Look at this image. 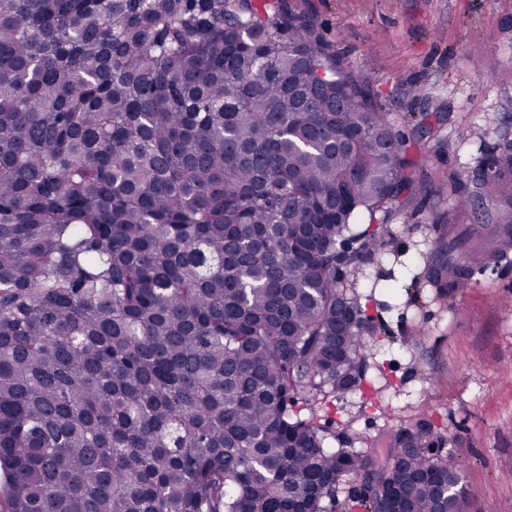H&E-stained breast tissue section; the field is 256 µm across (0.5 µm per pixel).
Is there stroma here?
Listing matches in <instances>:
<instances>
[{
  "instance_id": "1",
  "label": "stroma",
  "mask_w": 512,
  "mask_h": 512,
  "mask_svg": "<svg viewBox=\"0 0 512 512\" xmlns=\"http://www.w3.org/2000/svg\"><path fill=\"white\" fill-rule=\"evenodd\" d=\"M324 37L367 78L397 130L411 117L446 120L423 154L427 186L386 226L387 245L347 271L376 331L365 339L364 378L347 391L299 397L329 448L386 449L425 419L433 450L467 491L466 512H512V261L489 262L445 292L428 277L438 219L462 174L480 224L496 204L481 185L492 155L512 144V0H295Z\"/></svg>"
}]
</instances>
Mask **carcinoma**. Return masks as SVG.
Segmentation results:
<instances>
[{"label": "carcinoma", "mask_w": 512, "mask_h": 512, "mask_svg": "<svg viewBox=\"0 0 512 512\" xmlns=\"http://www.w3.org/2000/svg\"><path fill=\"white\" fill-rule=\"evenodd\" d=\"M410 138L291 0H0L3 512H328L361 476L464 512L419 420L324 447L298 395L363 377L339 268L424 189ZM487 224L442 225L433 282L512 254V157Z\"/></svg>", "instance_id": "cac0c4a2"}]
</instances>
